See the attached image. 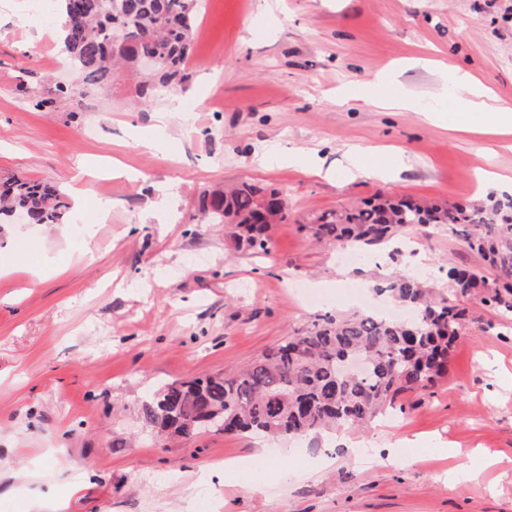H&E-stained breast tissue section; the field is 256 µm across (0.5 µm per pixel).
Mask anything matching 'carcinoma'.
I'll return each mask as SVG.
<instances>
[{
    "label": "carcinoma",
    "instance_id": "carcinoma-1",
    "mask_svg": "<svg viewBox=\"0 0 512 512\" xmlns=\"http://www.w3.org/2000/svg\"><path fill=\"white\" fill-rule=\"evenodd\" d=\"M65 16L62 52L90 86L131 74L141 106L182 87L194 41L196 0H59ZM159 59L144 72L140 56ZM283 192L243 184L203 193L199 213L205 224H228L239 246L265 252L270 225L288 219ZM70 205L58 190L34 180H0V226L19 212L33 224L64 223ZM448 227L484 261L490 277L448 267L449 293L416 275L399 276L375 287L417 316L414 323L371 312L326 314L300 336H290L260 360L224 377L173 382L155 389L143 409L159 432L197 433V419L221 417L226 433L268 438H306L338 427L356 428L385 413L408 390L434 394L448 372L457 341L468 335L467 311L459 299L478 291L496 312L512 313V196L491 193L486 201L442 205L380 195L358 206L329 210L309 229L329 245L362 249L393 242L407 229ZM361 357L358 377L340 375V364Z\"/></svg>",
    "mask_w": 512,
    "mask_h": 512
}]
</instances>
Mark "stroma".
<instances>
[{
  "label": "stroma",
  "instance_id": "obj_1",
  "mask_svg": "<svg viewBox=\"0 0 512 512\" xmlns=\"http://www.w3.org/2000/svg\"><path fill=\"white\" fill-rule=\"evenodd\" d=\"M60 22L0 0V178L82 198L67 223L0 230V512H512V314L474 297L463 307L504 335L460 340L433 395L405 392L366 426L270 451L248 434L164 437L143 413L161 384L227 373L319 316L362 310L350 286L419 271L444 290L451 265L486 275L441 227L403 235L398 260L346 263L304 225L381 193L451 204L512 179V132L456 131L435 113L457 94L450 62L512 104V0H200L187 88L146 109L131 84L85 86L50 36ZM59 82L71 97L54 98ZM366 92L421 109L372 107ZM184 98L200 108L192 135ZM359 149L376 175L356 174ZM80 161L94 175L77 177ZM241 182L288 200L268 254L196 221L203 190ZM442 448L499 464L452 479ZM264 454L260 487L225 475Z\"/></svg>",
  "mask_w": 512,
  "mask_h": 512
}]
</instances>
